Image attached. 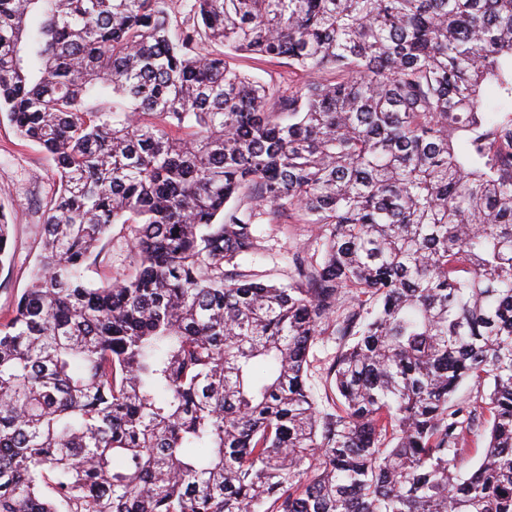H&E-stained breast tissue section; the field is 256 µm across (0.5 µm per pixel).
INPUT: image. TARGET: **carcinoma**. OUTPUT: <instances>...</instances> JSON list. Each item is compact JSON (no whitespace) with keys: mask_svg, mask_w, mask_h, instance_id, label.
Listing matches in <instances>:
<instances>
[{"mask_svg":"<svg viewBox=\"0 0 512 512\" xmlns=\"http://www.w3.org/2000/svg\"><path fill=\"white\" fill-rule=\"evenodd\" d=\"M0 115L58 180L0 323V512H512V0H0ZM285 215L321 259L224 269ZM231 62L240 70L253 74L266 82L279 81L285 70L276 61H259L248 56L236 57ZM132 224H115L112 228V243L109 247V257L103 264L88 265L84 276L88 281L100 283L104 274L116 276L127 273L130 268L131 252L128 239L131 236ZM337 348L335 336H320L309 352L307 385L321 407L327 405L325 396L330 392L327 372Z\"/></svg>","mask_w":512,"mask_h":512,"instance_id":"1","label":"carcinoma"}]
</instances>
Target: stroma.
I'll return each instance as SVG.
<instances>
[{
    "label": "stroma",
    "instance_id": "35a3bbf8",
    "mask_svg": "<svg viewBox=\"0 0 512 512\" xmlns=\"http://www.w3.org/2000/svg\"><path fill=\"white\" fill-rule=\"evenodd\" d=\"M55 191L53 162L39 146L19 139L8 120L0 117V211L12 225L9 252L0 260V322L11 316L15 299L29 285ZM253 232L258 248L239 257L238 269L266 283H288L292 254L301 248L310 253L318 248L310 224L264 221L254 225ZM130 235L129 225L113 226L109 256L103 264L87 266L84 276L88 281L98 283L104 276L128 272ZM337 348L335 337L321 336L309 352L307 384L321 404L330 392L327 372Z\"/></svg>",
    "mask_w": 512,
    "mask_h": 512
}]
</instances>
